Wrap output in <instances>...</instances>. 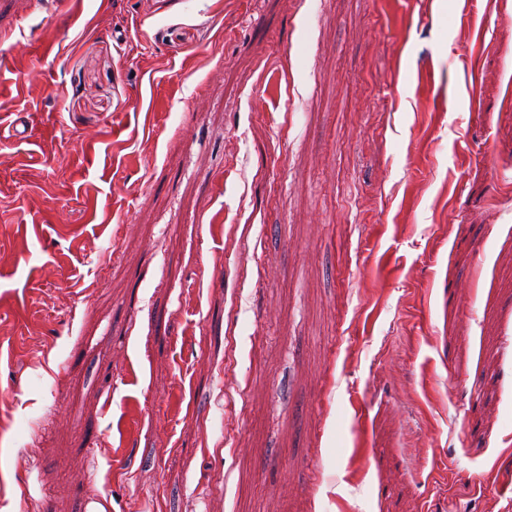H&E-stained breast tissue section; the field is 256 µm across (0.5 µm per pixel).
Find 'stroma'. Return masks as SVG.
Returning <instances> with one entry per match:
<instances>
[{"label": "stroma", "mask_w": 512, "mask_h": 512, "mask_svg": "<svg viewBox=\"0 0 512 512\" xmlns=\"http://www.w3.org/2000/svg\"><path fill=\"white\" fill-rule=\"evenodd\" d=\"M0 512H512V0H0Z\"/></svg>", "instance_id": "stroma-1"}]
</instances>
